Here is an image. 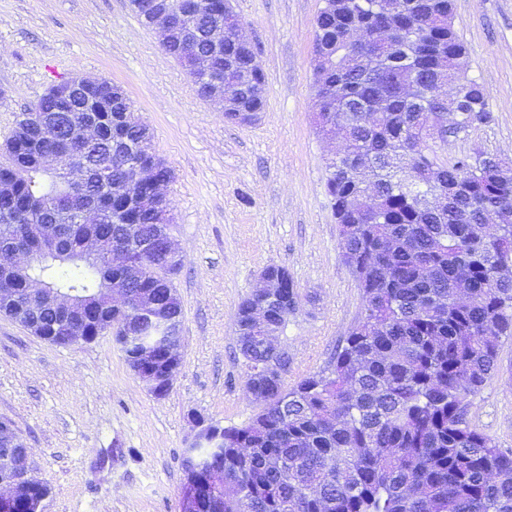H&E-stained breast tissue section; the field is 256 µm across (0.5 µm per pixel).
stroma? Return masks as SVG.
<instances>
[{"label":"stroma","instance_id":"35a3bbf8","mask_svg":"<svg viewBox=\"0 0 512 512\" xmlns=\"http://www.w3.org/2000/svg\"><path fill=\"white\" fill-rule=\"evenodd\" d=\"M255 47L267 104L251 124L225 120L141 25L129 0H0V145L20 113L83 74L120 85L170 167V234L184 262L181 363L154 397L108 336L49 344L0 315V418L29 448L50 488L42 512H180L196 420L226 428L260 409L236 351L241 302L263 268L287 269L299 294L279 336L286 385L322 370L362 316V292L340 253L326 163L338 149L316 129L313 64L323 0H233ZM467 75L493 119L449 137L439 157L512 160V0H453ZM468 419L512 452V339L471 397Z\"/></svg>","mask_w":512,"mask_h":512}]
</instances>
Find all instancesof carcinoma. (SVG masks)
<instances>
[{
	"label": "carcinoma",
	"mask_w": 512,
	"mask_h": 512,
	"mask_svg": "<svg viewBox=\"0 0 512 512\" xmlns=\"http://www.w3.org/2000/svg\"><path fill=\"white\" fill-rule=\"evenodd\" d=\"M199 28L226 20L224 0H181ZM317 17L335 66L314 69L317 129L343 148L328 165L327 187L339 224L340 249L363 292L364 314L337 347L330 365L288 387L270 377L246 381L262 405L249 422L224 429V440L197 449L212 461L226 489L221 512H512V454L471 427L467 399L497 370L501 339L512 337V168L477 154L443 161L429 141L433 111L448 106L436 87L455 84L460 133L486 123L491 111L480 85L465 75V48L454 29L451 0H326ZM391 23L387 43L376 31ZM179 54L204 89L224 76L246 109L266 105V78L231 38L224 54L199 40ZM103 87L69 101L45 94L33 112L60 118L50 138L19 143L0 165L13 197L0 198V254L19 245L38 250L31 224L66 225L71 244L90 233L114 241L154 235L156 218L132 201H114L108 184L94 186L97 224L74 219L81 200L58 179L44 185L36 156L57 150L82 165L92 154L67 141L68 131L94 114L101 128L97 160L112 179L156 161L137 142L134 126L119 127L117 104ZM124 137L123 157L109 153ZM438 195L442 205L429 203ZM128 260L148 277L125 283L110 268H72L79 258H39L32 272L47 288L91 295L108 277L130 293L153 291L162 318L182 320L174 281L163 258L131 250ZM239 306L237 345L246 369L269 359ZM269 323L283 330L296 310L293 284L270 301ZM132 334L124 353L137 365L142 344L166 340L161 321L122 313Z\"/></svg>",
	"instance_id": "obj_1"
}]
</instances>
